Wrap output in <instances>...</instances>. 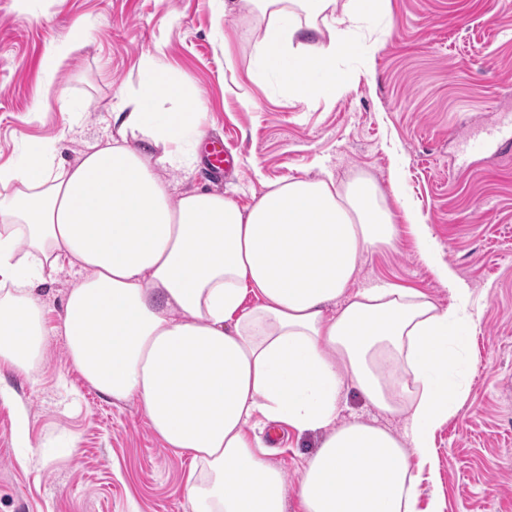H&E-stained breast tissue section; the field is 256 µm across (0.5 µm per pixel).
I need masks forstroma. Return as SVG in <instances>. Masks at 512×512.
<instances>
[{
    "label": "stroma",
    "mask_w": 512,
    "mask_h": 512,
    "mask_svg": "<svg viewBox=\"0 0 512 512\" xmlns=\"http://www.w3.org/2000/svg\"><path fill=\"white\" fill-rule=\"evenodd\" d=\"M77 29L83 44L43 72L45 51ZM258 36L249 0L229 14L222 0H0V165L37 140L74 162L112 133L115 92L154 55L197 90L204 140L222 139L233 157L213 181L197 147L192 172L161 169L172 194L218 190L246 208L291 177L375 180L400 234L359 258L357 286L388 282L451 304L409 231V207L478 311L459 377L466 399L435 432L437 476L422 480L420 502L512 512V155L461 154L512 123V0H390L341 59L356 80L333 100L299 102L252 80ZM354 416L396 433L405 424L348 384L339 418ZM274 430L272 460L292 490L323 434L257 433ZM191 468L137 402L88 384L62 337H50L35 378L0 368V512H190Z\"/></svg>",
    "instance_id": "stroma-1"
}]
</instances>
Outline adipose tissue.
I'll return each mask as SVG.
<instances>
[{"label":"adipose tissue","mask_w":512,"mask_h":512,"mask_svg":"<svg viewBox=\"0 0 512 512\" xmlns=\"http://www.w3.org/2000/svg\"><path fill=\"white\" fill-rule=\"evenodd\" d=\"M251 2L263 27L253 77L298 101L351 87L336 60L388 4ZM115 99L116 136L79 162L62 165L47 140L0 166V366L31 373L48 335L63 337L93 388L138 401L163 444L191 458L190 512H288L262 422L327 433L301 473L299 512H421L434 430L464 400L453 373L475 326L471 291L439 263L428 226L408 221L455 300L446 309L410 288H356L359 257L399 235L372 179L292 177L247 208L215 191L175 197L158 170L194 161L195 91L148 56ZM67 266L78 277L50 329L38 288ZM348 382L404 416V433L338 422Z\"/></svg>","instance_id":"ef3b65f1"}]
</instances>
